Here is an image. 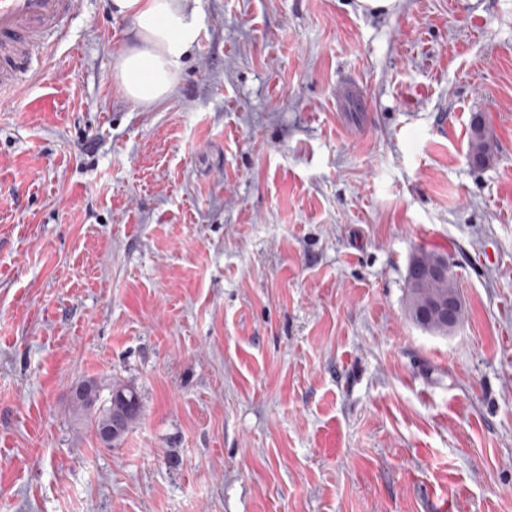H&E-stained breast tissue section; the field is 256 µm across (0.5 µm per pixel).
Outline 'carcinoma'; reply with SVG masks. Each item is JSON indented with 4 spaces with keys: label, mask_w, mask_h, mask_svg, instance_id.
Returning a JSON list of instances; mask_svg holds the SVG:
<instances>
[{
    "label": "carcinoma",
    "mask_w": 512,
    "mask_h": 512,
    "mask_svg": "<svg viewBox=\"0 0 512 512\" xmlns=\"http://www.w3.org/2000/svg\"><path fill=\"white\" fill-rule=\"evenodd\" d=\"M496 141L488 126L480 117H475L469 133V158L485 165L492 157ZM407 310L413 315L418 303L445 299L450 294H459L453 278L429 279L416 283L412 272H407ZM103 388L93 380L79 384L73 391L72 407L85 415L95 428L100 440L110 445L121 440L137 421L141 413V398L137 389L128 384L114 383L108 396H102Z\"/></svg>",
    "instance_id": "carcinoma-1"
}]
</instances>
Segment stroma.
<instances>
[{
	"mask_svg": "<svg viewBox=\"0 0 512 512\" xmlns=\"http://www.w3.org/2000/svg\"><path fill=\"white\" fill-rule=\"evenodd\" d=\"M190 9L162 102L76 0L0 104V512H512V0ZM422 253L446 335L408 317ZM85 380L141 396L113 446ZM496 148L494 136L481 117H475L469 133V158L484 166L492 157ZM436 254L430 255V256H419L417 257V261L420 263L415 272L417 278L422 281L419 283H415L412 277L411 272V264L413 263L415 257L411 260L408 271H407V278H406V284H407V310L410 320L415 323L416 325L420 326L421 328L438 334H447V331L441 329V328H427L423 327L419 324H417L413 320V312L415 310L416 305L421 303H429L430 301L437 300V299H448V302L437 300L435 302L430 303V310L437 311L442 318H444L446 321L451 322L452 319L457 313V324L460 321L461 318V311H462V302L460 303V307L458 304V301L455 297H448V294H454L459 295V289L457 288V285L454 281L449 265H448V259L445 257H436ZM436 257V259H435ZM435 259V260H434ZM434 260V261H432ZM429 264L423 265L424 262H429ZM450 276L445 279H431V278H441L445 275ZM429 279V280H425ZM459 308V309H458Z\"/></svg>",
	"mask_w": 512,
	"mask_h": 512,
	"instance_id": "1",
	"label": "stroma"
}]
</instances>
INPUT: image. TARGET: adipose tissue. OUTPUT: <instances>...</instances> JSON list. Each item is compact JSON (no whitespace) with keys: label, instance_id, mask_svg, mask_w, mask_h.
I'll return each mask as SVG.
<instances>
[{"label":"adipose tissue","instance_id":"obj_1","mask_svg":"<svg viewBox=\"0 0 512 512\" xmlns=\"http://www.w3.org/2000/svg\"><path fill=\"white\" fill-rule=\"evenodd\" d=\"M112 11L132 21V44L112 68L118 92L141 104L161 102L198 35L185 0H112Z\"/></svg>","mask_w":512,"mask_h":512}]
</instances>
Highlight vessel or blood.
Segmentation results:
<instances>
[{
    "label": "vessel or blood",
    "mask_w": 512,
    "mask_h": 512,
    "mask_svg": "<svg viewBox=\"0 0 512 512\" xmlns=\"http://www.w3.org/2000/svg\"><path fill=\"white\" fill-rule=\"evenodd\" d=\"M75 0H0V99L26 84L32 57L66 35Z\"/></svg>",
    "instance_id": "obj_1"
}]
</instances>
